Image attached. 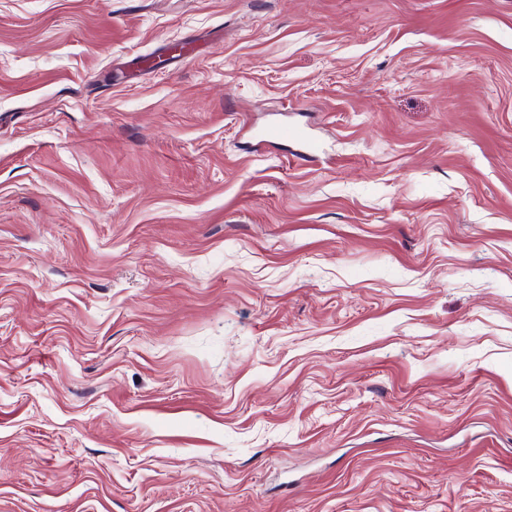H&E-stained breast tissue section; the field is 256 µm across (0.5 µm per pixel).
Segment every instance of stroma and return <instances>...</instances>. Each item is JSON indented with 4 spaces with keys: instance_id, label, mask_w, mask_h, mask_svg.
Instances as JSON below:
<instances>
[{
    "instance_id": "1",
    "label": "stroma",
    "mask_w": 512,
    "mask_h": 512,
    "mask_svg": "<svg viewBox=\"0 0 512 512\" xmlns=\"http://www.w3.org/2000/svg\"><path fill=\"white\" fill-rule=\"evenodd\" d=\"M0 512H512V0H0Z\"/></svg>"
}]
</instances>
